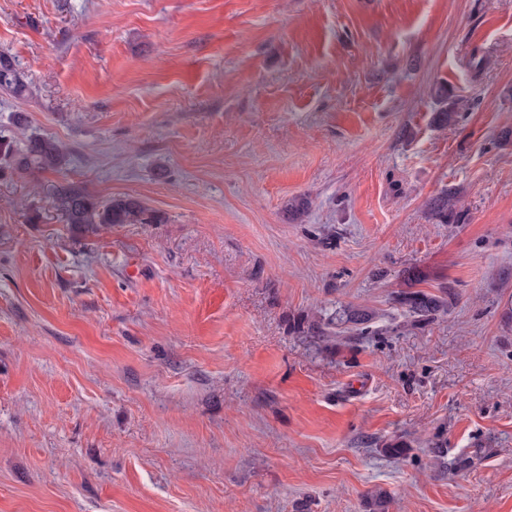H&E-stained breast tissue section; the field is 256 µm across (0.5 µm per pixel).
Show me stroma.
<instances>
[{
  "label": "stroma",
  "mask_w": 512,
  "mask_h": 512,
  "mask_svg": "<svg viewBox=\"0 0 512 512\" xmlns=\"http://www.w3.org/2000/svg\"><path fill=\"white\" fill-rule=\"evenodd\" d=\"M0 52L69 152L0 163V512H512V0H0ZM53 206L66 224L78 234L95 233L121 224H163L165 218L150 211L141 199L130 195L100 200L77 183L62 182L54 186ZM398 303L406 307L407 312L417 321H430L448 311V304L443 298L423 292H406L398 295Z\"/></svg>",
  "instance_id": "35a3bbf8"
}]
</instances>
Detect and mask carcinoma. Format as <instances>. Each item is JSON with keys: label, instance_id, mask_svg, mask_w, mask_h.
Returning <instances> with one entry per match:
<instances>
[{"label": "carcinoma", "instance_id": "obj_1", "mask_svg": "<svg viewBox=\"0 0 512 512\" xmlns=\"http://www.w3.org/2000/svg\"><path fill=\"white\" fill-rule=\"evenodd\" d=\"M0 89L21 96L27 91L23 75L11 58L0 53ZM9 159L19 171L39 174L59 171L66 164L64 148L50 138H30L18 147L0 138V158ZM53 206L61 212L70 229L78 234L95 233L121 224H161L165 218L149 210L141 199L130 195L100 200L77 183L62 182L54 186ZM398 303L417 321H430L448 311L444 299L423 292L398 295ZM344 322L355 330L369 329L371 315L360 309L344 312Z\"/></svg>", "mask_w": 512, "mask_h": 512}]
</instances>
